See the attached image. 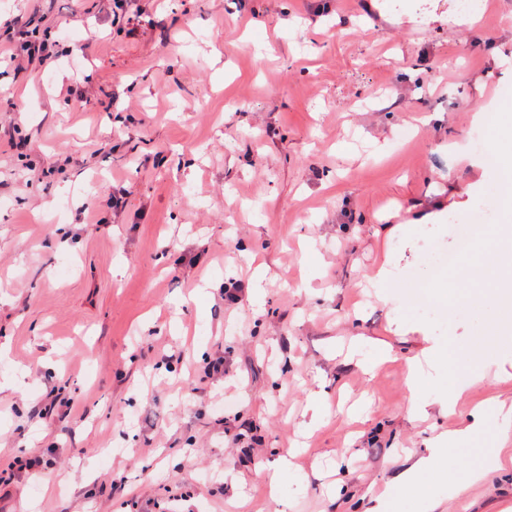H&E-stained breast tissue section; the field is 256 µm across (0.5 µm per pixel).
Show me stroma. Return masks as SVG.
I'll return each instance as SVG.
<instances>
[{
    "instance_id": "stroma-1",
    "label": "stroma",
    "mask_w": 512,
    "mask_h": 512,
    "mask_svg": "<svg viewBox=\"0 0 512 512\" xmlns=\"http://www.w3.org/2000/svg\"><path fill=\"white\" fill-rule=\"evenodd\" d=\"M0 0L60 57L0 66V512H365L469 406L411 421L407 364L512 313L471 280L512 213L474 135L512 148V0ZM89 84L85 102L68 87ZM120 103L109 107L112 94ZM495 110L498 126L477 123ZM28 139L24 157L10 133ZM129 187L122 211L109 206ZM98 221L86 223L82 207ZM456 214L479 252L434 273ZM390 286L367 281L382 263ZM268 271L261 301L251 277ZM234 292L228 300L226 292ZM374 375L337 355L350 338ZM221 360L224 374L205 375ZM61 390L75 415L34 417ZM450 449L400 512H503L512 466ZM291 463L276 498L251 486ZM465 482L459 496L449 480Z\"/></svg>"
}]
</instances>
